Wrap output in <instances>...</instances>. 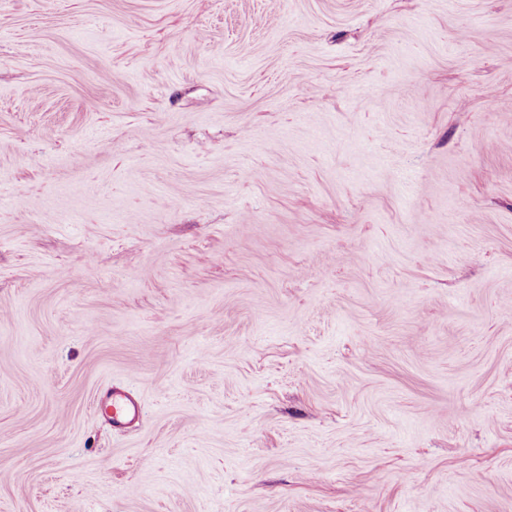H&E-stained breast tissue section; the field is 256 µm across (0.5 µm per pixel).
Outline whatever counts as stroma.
I'll return each instance as SVG.
<instances>
[{
  "instance_id": "35a3bbf8",
  "label": "stroma",
  "mask_w": 512,
  "mask_h": 512,
  "mask_svg": "<svg viewBox=\"0 0 512 512\" xmlns=\"http://www.w3.org/2000/svg\"><path fill=\"white\" fill-rule=\"evenodd\" d=\"M0 512H512V0H0ZM110 391L105 409L112 414L115 423L121 421L132 409L138 412L139 405L131 397L113 388Z\"/></svg>"
}]
</instances>
